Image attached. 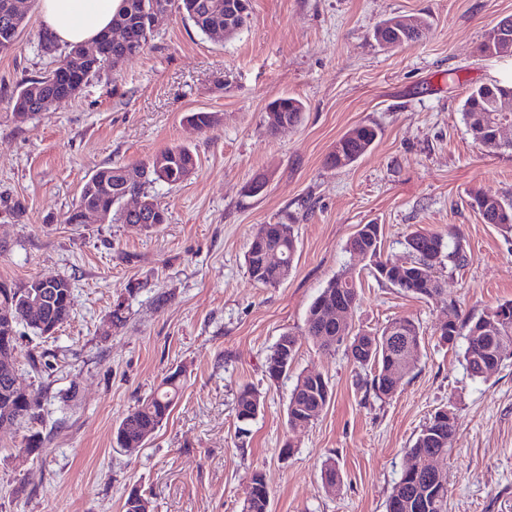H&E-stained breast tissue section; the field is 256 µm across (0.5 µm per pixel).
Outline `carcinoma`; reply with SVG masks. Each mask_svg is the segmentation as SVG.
<instances>
[{
    "mask_svg": "<svg viewBox=\"0 0 512 512\" xmlns=\"http://www.w3.org/2000/svg\"><path fill=\"white\" fill-rule=\"evenodd\" d=\"M9 0H0V53L12 50L19 37V15L6 8ZM165 8L179 13L202 34L211 36L224 30L228 23L238 30L247 26L251 15V0H122V6L114 18V25L122 26L127 40L139 51L144 50L153 36L150 17L154 8ZM426 22L420 27L400 30L395 26L382 29V35L397 46H413L421 37ZM77 49L69 45L59 55L57 65L46 74L30 78L20 84L11 100L13 111L22 113L24 118L43 111L47 99L59 105L70 99V87L86 85L107 69L116 70L132 57L121 45H109L92 58H70ZM499 81L482 85L472 90L463 105V116L474 137L491 148L498 147L496 132L504 113L495 111L497 99L503 95ZM270 106L285 117L291 125L301 122L305 104L302 100L283 96L275 99ZM379 135L378 128L362 124L338 138L329 152L326 163L331 167L343 168L357 162L367 154ZM166 161V168L157 173L155 163ZM197 161L192 150L186 146L167 148L141 162L133 169L146 171L140 181L128 182L124 165L106 166L97 169L83 185L76 204L66 213L65 223L79 224L85 210H95L102 221L122 224H142L147 218L133 215L122 209L124 196L138 193L154 200L155 211L152 223L167 222V209L157 201L152 192L154 185L165 183L176 185L183 176L196 169ZM471 207L485 224H496L512 230V199L489 198L476 195ZM409 261L402 267L391 266L380 269L384 258L381 237L373 231L372 225L361 224L346 243V252L367 265L379 279L419 298H431L441 291L438 258L462 267L468 263L467 253L461 244L449 245L444 236L417 229L404 240ZM297 242L290 224H262L253 233L245 253V263L254 281L265 286H276L288 280L293 270ZM35 285L29 280L22 285L0 282V307L9 305L16 313L20 324L39 336L51 329L58 330L69 322L73 314V298L70 281L59 277L52 286L45 289L46 297L39 313L27 318L25 315L29 292ZM341 301L354 309L358 302L356 282L341 273L332 277L307 310L304 335L322 350H329L350 338L348 349L354 363L373 370L365 388L381 399L388 396L389 376L394 372H407V358H416L423 339L420 325L408 316H396L379 331H353L326 318L329 306ZM463 324L453 308L448 310V321L441 327V339L449 345L456 344L462 336ZM466 348L464 360L468 373L474 378H484L489 372L503 364L500 357V343L508 342L512 348V300L504 301L484 312L468 326L464 334ZM298 338L290 332L282 334L265 359V373L272 381L288 377L292 363L296 360ZM19 356L7 366L0 362V409L9 407L17 423L36 419L42 407L44 395L41 391L30 392L26 397L10 391L11 381L18 371ZM183 388V371L176 369L167 374L154 391L127 411L114 431L119 448H141L146 444L145 435L158 430L169 418ZM333 390L328 380L318 372H301L288 395L287 423L292 430L305 428L319 418L328 407ZM261 395L251 386L239 389L236 400L238 421L247 424L253 421L261 409ZM455 414L446 408L437 409L422 428L410 448L412 457L422 462L440 453L448 452V439L454 431ZM271 493L263 475H251L243 501L242 512H270ZM448 484H439L431 479L425 467L417 470H403L386 502V512H447Z\"/></svg>",
    "mask_w": 512,
    "mask_h": 512,
    "instance_id": "carcinoma-1",
    "label": "carcinoma"
}]
</instances>
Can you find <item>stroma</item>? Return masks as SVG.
I'll return each mask as SVG.
<instances>
[{
    "label": "stroma",
    "mask_w": 512,
    "mask_h": 512,
    "mask_svg": "<svg viewBox=\"0 0 512 512\" xmlns=\"http://www.w3.org/2000/svg\"><path fill=\"white\" fill-rule=\"evenodd\" d=\"M508 15L512 0H252L247 26L217 41L175 14L143 54L20 122L13 92L54 61L29 0L16 46L0 53V281L67 277L74 314L51 337L19 340L17 382L47 397L37 420L0 428V512H122L134 487L151 512H241L256 471L270 512H386L410 446L441 407L456 414L442 462L448 512H512V356L474 380L464 343L439 332L449 308L467 322L512 300V231L470 206L476 194L512 199V152L481 146L462 118L470 89L512 69V56L480 51ZM392 16L427 21L416 45H378L373 31ZM283 95L304 102V118L268 134L267 106ZM190 112L219 120L200 130ZM360 124L379 128L372 149L328 166L336 139ZM174 145L189 147L197 167L156 185L167 223H65L98 168ZM280 221L294 227V270L264 286L245 252L257 225ZM371 223L392 261H406V235L425 228L449 234L469 262L444 266L441 293L417 298L346 253ZM341 271L358 285L353 327L373 332L407 316L422 328L417 362L388 398L359 387L365 371L346 344L325 351L303 335L311 302ZM118 306L126 319L115 325ZM287 331L299 337L296 371L333 388L318 420L296 432L286 414L293 381H270L264 367ZM177 368L184 386L166 423L135 452L115 448L122 416ZM245 385L263 407L242 437ZM35 431L43 447L19 455ZM329 459L342 475L335 491L321 478Z\"/></svg>",
    "instance_id": "1"
}]
</instances>
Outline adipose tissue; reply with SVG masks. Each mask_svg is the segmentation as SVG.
I'll return each instance as SVG.
<instances>
[{
	"label": "adipose tissue",
	"instance_id": "obj_1",
	"mask_svg": "<svg viewBox=\"0 0 512 512\" xmlns=\"http://www.w3.org/2000/svg\"><path fill=\"white\" fill-rule=\"evenodd\" d=\"M121 0H40L45 27L65 45L86 44L109 30Z\"/></svg>",
	"mask_w": 512,
	"mask_h": 512
}]
</instances>
